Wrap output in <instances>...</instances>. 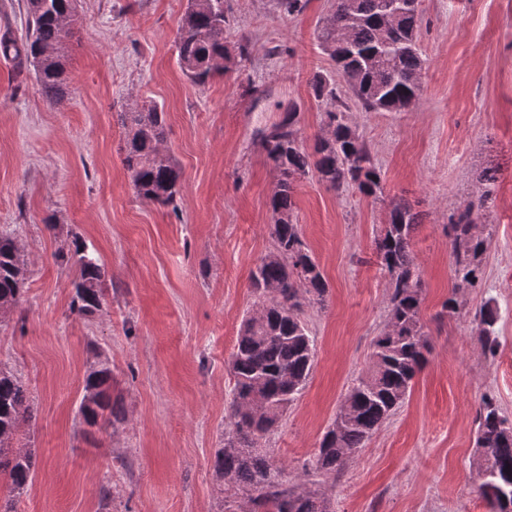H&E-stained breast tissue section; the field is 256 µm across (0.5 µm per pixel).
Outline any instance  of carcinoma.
Segmentation results:
<instances>
[{"label": "carcinoma", "mask_w": 512, "mask_h": 512, "mask_svg": "<svg viewBox=\"0 0 512 512\" xmlns=\"http://www.w3.org/2000/svg\"><path fill=\"white\" fill-rule=\"evenodd\" d=\"M27 33L16 38L10 27L0 31V55L11 59L16 74L33 73L52 103L68 95L65 61L76 0H25ZM421 0H333L319 29L322 51L336 64L354 98L366 112H406L423 91L425 60L417 42ZM227 0H188L178 29L177 59L183 73L205 85L220 70L234 69L249 57L238 44L232 56ZM227 61L224 68L213 65ZM315 100L324 104L322 133L312 147L304 144L299 111L290 103L281 120L261 134V148L277 173L270 198L274 248L251 273L255 301L243 318L231 354L234 380L226 409L224 446L212 467L224 483V512H331L325 497L290 485L284 469L260 448V440L281 422L305 389L314 367L315 339L301 315L308 306H325L329 285L306 247L295 217L297 183L314 175L338 190L355 185L367 196L381 190L380 173L370 149L346 118L345 104L326 75L313 79ZM125 134L124 165L136 195L160 205L174 202L180 188L178 164L165 148V112L156 103H132L118 113ZM498 170L485 168L476 177V194L454 211L445 225L454 267V290L474 288L482 280L480 256L490 243L483 219L494 201ZM420 215L400 199L375 240L381 269L390 277V322L375 342L368 373L348 389L338 418L324 433L314 470L328 478L342 473L346 462L403 404L430 353L421 319L422 282L412 250ZM58 257L76 259L75 297L70 310L92 316L102 307L107 272L78 239ZM26 279L21 246L0 235V312L12 308ZM497 309L488 304L474 316L485 352L499 349ZM79 413L89 426L117 428L125 421L112 400V369L103 364L84 379ZM34 417L25 382L0 368V481L20 495L33 479V452L16 445L22 425ZM477 444L484 448L477 464L481 496L493 512H512V422L491 397L476 412Z\"/></svg>", "instance_id": "cac0c4a2"}]
</instances>
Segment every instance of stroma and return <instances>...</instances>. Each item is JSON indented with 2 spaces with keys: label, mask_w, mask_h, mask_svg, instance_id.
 <instances>
[{
  "label": "stroma",
  "mask_w": 512,
  "mask_h": 512,
  "mask_svg": "<svg viewBox=\"0 0 512 512\" xmlns=\"http://www.w3.org/2000/svg\"><path fill=\"white\" fill-rule=\"evenodd\" d=\"M229 48L244 71L193 84L176 37L187 0H77L69 95L49 102L33 76L0 57V233L27 260L18 304L0 314V366L27 384L35 418L21 441L34 477L15 512H220L211 467L224 444L233 379L227 361L254 296L250 275L272 250L276 173L260 134L288 103L305 141L320 130L315 75L343 79L318 45L332 0L284 14L277 0H229ZM423 93L408 112L347 114L369 146L383 191L327 189L302 179L295 215L330 292L302 319L316 339L302 394L261 442L289 483L324 493L332 512H489L476 465V411L491 396L512 418V0H422ZM132 101L163 107L167 148L182 174L174 204L138 199L123 165L116 114ZM499 169L486 215L491 243L480 286L453 288L449 215ZM421 215L412 238L432 351L410 398L337 480L309 475L349 387L369 368L390 321V281L374 242L391 200ZM80 238L107 271L100 311L72 313L76 267L57 254ZM456 296L458 316L442 305ZM494 301L497 355L474 315ZM109 363L126 420L116 431L79 414L83 381Z\"/></svg>",
  "instance_id": "stroma-1"
}]
</instances>
